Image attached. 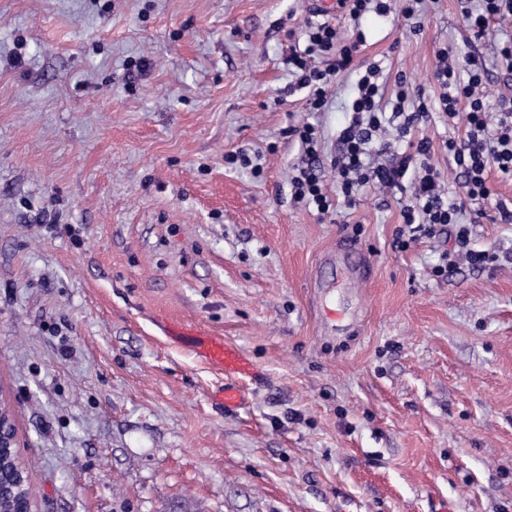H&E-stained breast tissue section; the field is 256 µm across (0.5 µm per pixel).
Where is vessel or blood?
Wrapping results in <instances>:
<instances>
[{"label": "vessel or blood", "instance_id": "vessel-or-blood-1", "mask_svg": "<svg viewBox=\"0 0 512 512\" xmlns=\"http://www.w3.org/2000/svg\"><path fill=\"white\" fill-rule=\"evenodd\" d=\"M168 334L175 339H193L198 355L206 363L224 371L227 375L233 376V383L225 385L218 397V401L220 405H223L228 410L239 406L242 401L240 381L254 378L257 373L252 361L238 348L224 343L222 339L192 328L172 325L168 328Z\"/></svg>", "mask_w": 512, "mask_h": 512}]
</instances>
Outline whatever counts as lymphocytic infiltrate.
<instances>
[{
	"mask_svg": "<svg viewBox=\"0 0 512 512\" xmlns=\"http://www.w3.org/2000/svg\"><path fill=\"white\" fill-rule=\"evenodd\" d=\"M343 5L355 23L347 40H340L328 20L313 17L305 26L304 49H290L284 59L295 79L294 89L305 91V102L313 112L324 110L339 75L356 76L350 118L339 132V150L331 162L335 192H328L320 175L319 131L305 124L292 129L305 152L289 180L292 199L325 218L336 214L338 204H353L359 191L369 185L405 195L408 201L401 208L396 247L408 249L420 238L448 229L453 233V247L442 253L433 269L435 276L444 275L461 259L473 268H488L499 256L471 248V229L464 217L473 205L488 200L490 173L512 178V103L501 101L498 113H489L484 57L473 54L460 61L443 50L434 70L437 98L423 97L411 104L407 78L402 75L392 109L384 111L380 66L358 71L355 57L366 43L362 19L371 12L387 15L388 5L386 0H343ZM506 17H512V0H475L462 9V22L478 41L488 40L492 22ZM433 111L443 119H465L463 138L448 142L461 180L460 193L451 197L443 189L441 171L431 162V141L412 136L415 125ZM391 117L397 121L392 136L386 128Z\"/></svg>",
	"mask_w": 512,
	"mask_h": 512,
	"instance_id": "obj_1",
	"label": "lymphocytic infiltrate"
}]
</instances>
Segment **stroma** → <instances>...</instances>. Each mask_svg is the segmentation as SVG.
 Returning <instances> with one entry per match:
<instances>
[{"label":"stroma","mask_w":512,"mask_h":512,"mask_svg":"<svg viewBox=\"0 0 512 512\" xmlns=\"http://www.w3.org/2000/svg\"><path fill=\"white\" fill-rule=\"evenodd\" d=\"M464 0L410 32L367 14L357 61L433 93L435 57L485 46ZM303 0H0V393L34 512H512V180L474 248L393 246L371 187L336 220L294 203L314 124L330 163L354 75L309 111L282 63ZM464 122L415 131L432 161ZM246 153L261 168L232 165ZM197 323L254 363L242 405L167 336Z\"/></svg>","instance_id":"1"}]
</instances>
